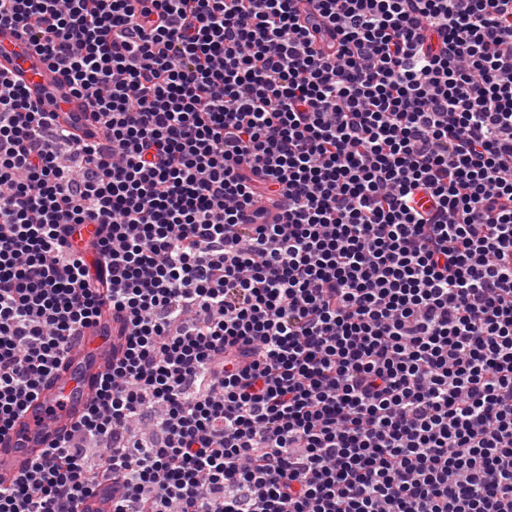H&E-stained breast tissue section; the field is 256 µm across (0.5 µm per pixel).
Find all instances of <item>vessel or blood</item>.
<instances>
[{
    "label": "vessel or blood",
    "instance_id": "1",
    "mask_svg": "<svg viewBox=\"0 0 512 512\" xmlns=\"http://www.w3.org/2000/svg\"><path fill=\"white\" fill-rule=\"evenodd\" d=\"M0 69L11 73L32 98L52 102L58 125L82 135L86 124L84 100L71 92L63 73L51 70L32 52L25 35L17 30H0ZM115 344L108 316L77 337L64 368L43 382L36 398L28 402L12 429L0 438L1 484H9L52 440L70 432L110 364Z\"/></svg>",
    "mask_w": 512,
    "mask_h": 512
}]
</instances>
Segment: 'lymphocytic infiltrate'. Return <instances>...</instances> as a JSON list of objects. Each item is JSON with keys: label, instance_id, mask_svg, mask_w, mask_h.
I'll list each match as a JSON object with an SVG mask.
<instances>
[{"label": "lymphocytic infiltrate", "instance_id": "1", "mask_svg": "<svg viewBox=\"0 0 512 512\" xmlns=\"http://www.w3.org/2000/svg\"><path fill=\"white\" fill-rule=\"evenodd\" d=\"M298 2L0 0V435L125 338L0 512H512V0ZM0 69L11 73L32 98L51 101L55 122L83 138L86 124L84 100L71 92L67 77L52 71L32 52L25 35L15 29L0 30Z\"/></svg>", "mask_w": 512, "mask_h": 512}]
</instances>
